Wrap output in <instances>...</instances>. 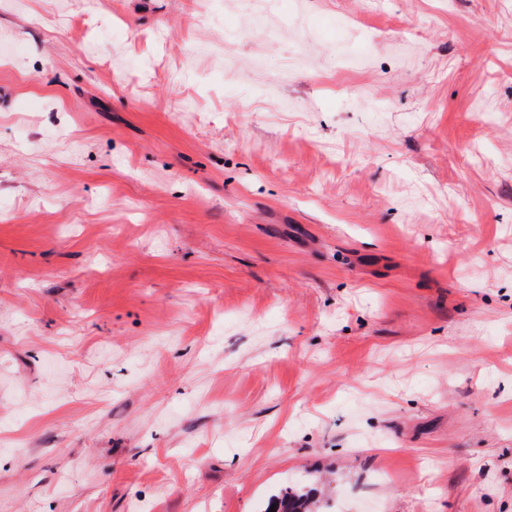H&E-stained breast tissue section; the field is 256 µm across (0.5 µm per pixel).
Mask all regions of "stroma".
I'll return each instance as SVG.
<instances>
[{
  "label": "stroma",
  "mask_w": 512,
  "mask_h": 512,
  "mask_svg": "<svg viewBox=\"0 0 512 512\" xmlns=\"http://www.w3.org/2000/svg\"><path fill=\"white\" fill-rule=\"evenodd\" d=\"M0 512H512V0H0ZM309 494H304L299 489L286 488L281 494L274 496L272 505H275L276 512H306L309 506Z\"/></svg>",
  "instance_id": "stroma-1"
}]
</instances>
